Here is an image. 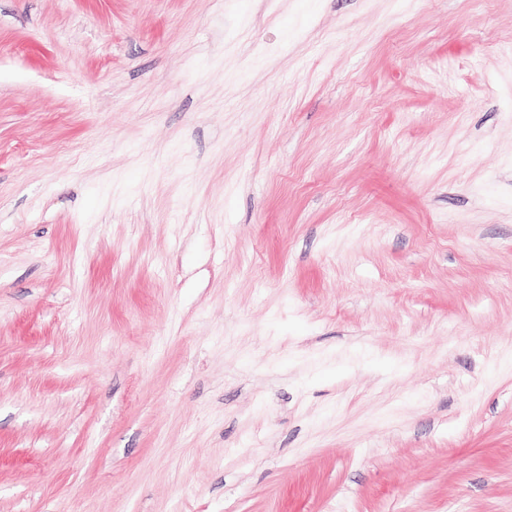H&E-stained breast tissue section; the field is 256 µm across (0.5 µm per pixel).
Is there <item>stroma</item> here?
<instances>
[{"label": "stroma", "mask_w": 512, "mask_h": 512, "mask_svg": "<svg viewBox=\"0 0 512 512\" xmlns=\"http://www.w3.org/2000/svg\"><path fill=\"white\" fill-rule=\"evenodd\" d=\"M0 512H512V0H0Z\"/></svg>", "instance_id": "1"}]
</instances>
